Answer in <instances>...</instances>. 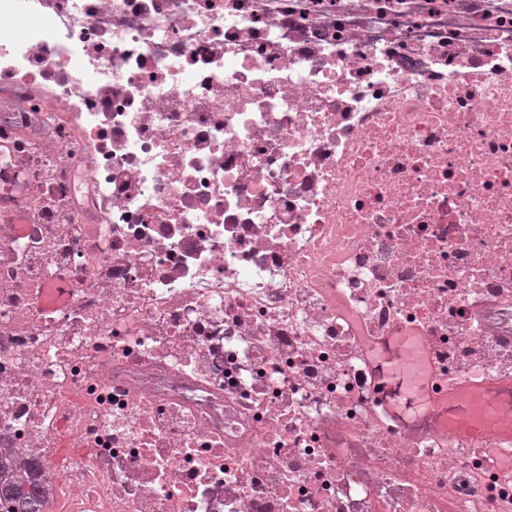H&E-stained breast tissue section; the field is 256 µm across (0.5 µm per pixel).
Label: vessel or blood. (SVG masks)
I'll list each match as a JSON object with an SVG mask.
<instances>
[{
  "label": "vessel or blood",
  "instance_id": "obj_1",
  "mask_svg": "<svg viewBox=\"0 0 512 512\" xmlns=\"http://www.w3.org/2000/svg\"><path fill=\"white\" fill-rule=\"evenodd\" d=\"M369 355L384 384L385 412L397 423L431 418L450 437L473 444L493 440L512 451V421L497 418L499 406L512 402V387L492 379H476L433 393L432 362L423 337L394 336Z\"/></svg>",
  "mask_w": 512,
  "mask_h": 512
}]
</instances>
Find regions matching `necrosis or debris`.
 Listing matches in <instances>:
<instances>
[{
  "instance_id": "necrosis-or-debris-1",
  "label": "necrosis or debris",
  "mask_w": 512,
  "mask_h": 512,
  "mask_svg": "<svg viewBox=\"0 0 512 512\" xmlns=\"http://www.w3.org/2000/svg\"><path fill=\"white\" fill-rule=\"evenodd\" d=\"M0 462L43 512H512L366 348L512 382V0H0Z\"/></svg>"
}]
</instances>
